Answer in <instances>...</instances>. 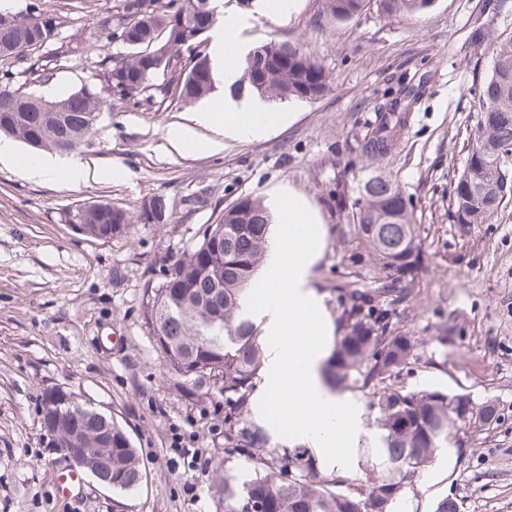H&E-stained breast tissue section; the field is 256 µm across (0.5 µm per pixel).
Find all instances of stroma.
<instances>
[{
  "mask_svg": "<svg viewBox=\"0 0 512 512\" xmlns=\"http://www.w3.org/2000/svg\"><path fill=\"white\" fill-rule=\"evenodd\" d=\"M41 3L66 22L30 60L13 63L19 80L35 60L49 74L32 84L36 93L98 86L99 60L118 50L100 20L120 0ZM248 13L242 37L250 47L301 44L329 83L320 99L275 101L288 119L265 137L225 140L218 153L175 147L168 129L191 123L202 103L170 93L138 107L113 100L77 150L98 169L94 181L34 182L0 164V512H224L216 470L244 480L254 461L224 448L220 386L167 372L142 315L145 284L187 256L224 208L284 190L325 228L314 287L335 322L336 289L351 278L341 258L353 248L338 227L351 223L357 185L371 171L397 181L421 232L420 283L393 317L416 340L404 386L492 397L506 408L497 429L461 435L440 453L404 512H434L445 496L462 501V512H512V197L484 224L450 216L465 146L478 130L473 71L490 65L479 44L484 32L512 33V12H494L490 0H436L424 15L389 18L370 0L339 22L328 0H295L286 16L256 5ZM404 88L410 95L392 153L367 159L366 133L390 92ZM156 195L166 198L168 219L143 223L142 208ZM95 202L128 210L129 234L103 242L76 233L69 212ZM58 388L128 430L147 472L138 491L113 493L87 473L77 497L56 495L52 475L70 462L50 447L42 407Z\"/></svg>",
  "mask_w": 512,
  "mask_h": 512,
  "instance_id": "obj_1",
  "label": "stroma"
}]
</instances>
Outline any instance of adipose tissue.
<instances>
[{
	"label": "adipose tissue",
	"instance_id": "1",
	"mask_svg": "<svg viewBox=\"0 0 512 512\" xmlns=\"http://www.w3.org/2000/svg\"><path fill=\"white\" fill-rule=\"evenodd\" d=\"M214 2L221 11V24L212 33L213 68L228 93L221 107L202 109L195 113L192 124L175 125L167 132L173 145L210 153L223 150L224 142L228 139L251 140L264 137L285 119L284 113L269 111L257 100L230 95V88L239 80V35L247 27L248 19L241 13L225 9L224 0ZM202 127L217 131V138L200 139L198 130ZM1 163L21 164L27 178L32 180L59 174L71 183L81 184L97 176L96 171L74 155L21 159L16 143L9 138H0Z\"/></svg>",
	"mask_w": 512,
	"mask_h": 512
}]
</instances>
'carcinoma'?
Instances as JSON below:
<instances>
[{
  "instance_id": "obj_1",
  "label": "carcinoma",
  "mask_w": 512,
  "mask_h": 512,
  "mask_svg": "<svg viewBox=\"0 0 512 512\" xmlns=\"http://www.w3.org/2000/svg\"><path fill=\"white\" fill-rule=\"evenodd\" d=\"M367 0H329L331 15L349 21ZM210 0H122L117 18L100 19L109 43L127 54L105 56L100 89L83 87L60 98L62 112H17L29 92L13 74H0V135L35 150L70 152L88 143L95 129L87 115L112 107V97L148 104L158 75L167 77L182 100L195 101L213 89L207 55L182 60L184 44L203 42L197 28ZM388 17L419 16L434 0H378ZM0 32V61L26 56L57 35L60 20L46 17L39 5ZM486 73L473 78L472 95L480 112V130L468 143L467 158L453 188L451 218L456 224H484L512 193V168L499 173V159L512 153V35L494 37ZM260 98L311 101L327 91V76L302 45L270 41L244 61L236 92ZM401 117L385 112L361 144L370 159L385 158L393 148ZM352 223L342 228L357 242L342 263L363 275L345 282L349 299L337 318L339 340L323 366L331 390H357L369 399L381 432V447L363 455L369 475L363 488L340 474L320 475L316 459L292 448H272L260 430L241 426L240 413L263 366L256 325L240 315L241 301L263 265L272 216L258 201L242 198L207 224L192 252L168 265L169 274L148 281L143 315L165 355L169 373L187 382L212 380L224 391V446L256 457L257 470L247 481L226 476L216 486L224 512H395L414 492L422 469L457 438L456 428L469 411L468 428H497L504 414L493 398L476 402L443 390L408 391L398 382L416 360L415 340L394 327V305L409 301L422 270L418 225L397 184L369 173L360 180ZM87 236L104 242L124 236L133 216L109 203L78 207ZM43 423L59 444L77 439L87 454L86 470L120 494L136 491L146 478L133 441L113 418L82 406L72 393L57 389L43 398Z\"/></svg>"
}]
</instances>
